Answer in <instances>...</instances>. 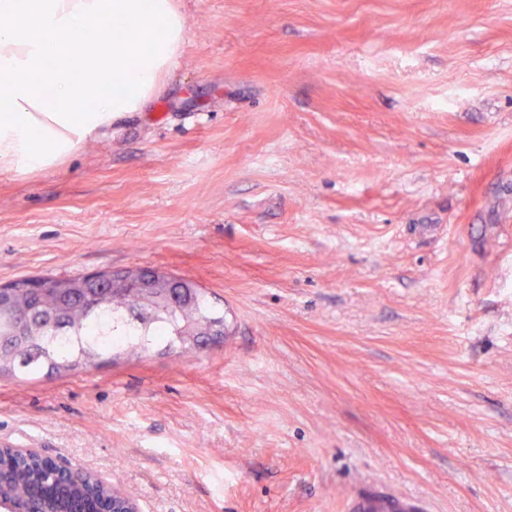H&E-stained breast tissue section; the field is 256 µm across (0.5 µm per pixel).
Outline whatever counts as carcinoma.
Instances as JSON below:
<instances>
[{"label":"carcinoma","mask_w":512,"mask_h":512,"mask_svg":"<svg viewBox=\"0 0 512 512\" xmlns=\"http://www.w3.org/2000/svg\"><path fill=\"white\" fill-rule=\"evenodd\" d=\"M28 279L14 282V306L0 309V337L7 344L0 348V376H33L44 371L62 374L97 367L104 358H112L117 349L134 350L155 343L167 349L187 351L207 343L206 336H183L179 329L188 319L210 326L224 325V316L210 306L200 292L192 302L172 314H159L140 302V289L130 288L94 311H88L86 294L76 292L62 299L55 291L39 295L27 291ZM27 310L49 326L34 340L15 339L11 326L18 312ZM87 474L65 472L45 474L39 463L10 452L0 454V495L6 499L52 500L59 512H65L69 499L83 495L88 512H98L99 501L85 495Z\"/></svg>","instance_id":"obj_1"}]
</instances>
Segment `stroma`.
Wrapping results in <instances>:
<instances>
[{"label": "stroma", "mask_w": 512, "mask_h": 512, "mask_svg": "<svg viewBox=\"0 0 512 512\" xmlns=\"http://www.w3.org/2000/svg\"><path fill=\"white\" fill-rule=\"evenodd\" d=\"M180 66L0 174V285L151 267L224 342L0 378L141 512H512V0H178ZM413 503L407 497L390 494L380 498H361L354 506L355 512H408Z\"/></svg>", "instance_id": "stroma-1"}]
</instances>
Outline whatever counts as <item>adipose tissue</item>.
Wrapping results in <instances>:
<instances>
[{
    "mask_svg": "<svg viewBox=\"0 0 512 512\" xmlns=\"http://www.w3.org/2000/svg\"><path fill=\"white\" fill-rule=\"evenodd\" d=\"M187 35L175 0H0V173L55 169L143 111Z\"/></svg>",
    "mask_w": 512,
    "mask_h": 512,
    "instance_id": "ef3b65f1",
    "label": "adipose tissue"
}]
</instances>
